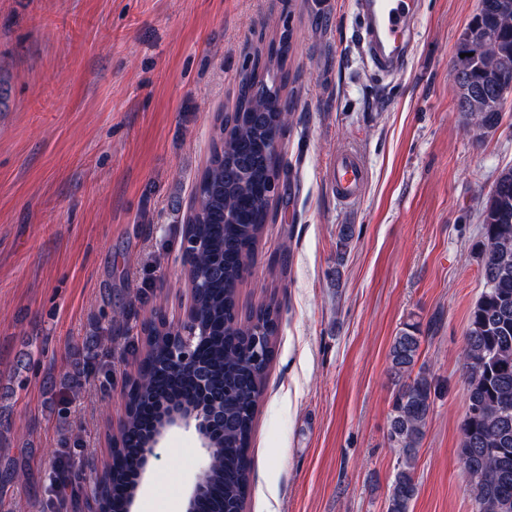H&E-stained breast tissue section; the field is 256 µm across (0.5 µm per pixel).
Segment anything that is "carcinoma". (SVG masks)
Returning <instances> with one entry per match:
<instances>
[{
	"label": "carcinoma",
	"mask_w": 512,
	"mask_h": 512,
	"mask_svg": "<svg viewBox=\"0 0 512 512\" xmlns=\"http://www.w3.org/2000/svg\"><path fill=\"white\" fill-rule=\"evenodd\" d=\"M495 36L501 59L498 78L485 75L484 57L460 38L453 67L468 69L464 86L482 85L495 92L501 79L512 84V0H480L471 19ZM292 32L256 47L243 67L234 115L216 116L210 156L183 217V233L199 243L187 258L190 281L200 285L194 296L192 321L201 333L194 361L174 370L168 364L171 343L162 316L143 325L138 352L146 375L130 392L133 402L113 438L112 458L94 488L96 512H129L138 488L142 448L163 426L160 403L189 413L208 396L224 422L212 435L213 468L197 512H243L250 485L249 449L256 411L273 358L280 304L273 300L243 319L237 304L238 283L255 261L256 243L271 222L278 199L268 190L283 166L273 144L283 137L281 112L292 107L288 97V50ZM466 57H460V54ZM487 131L496 130L503 110L485 112ZM482 210L481 274L484 288L473 306L461 358L467 379L468 410L462 425L460 458L470 482L475 512H512V167L503 169ZM265 352L253 364L254 345ZM420 328L407 324L393 337L389 357L402 379L394 393L388 440L399 449L386 512H410L418 487L414 464L433 412V377L416 368Z\"/></svg>",
	"instance_id": "1"
}]
</instances>
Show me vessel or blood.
Returning a JSON list of instances; mask_svg holds the SVG:
<instances>
[{
  "label": "vessel or blood",
  "instance_id": "b4317fda",
  "mask_svg": "<svg viewBox=\"0 0 512 512\" xmlns=\"http://www.w3.org/2000/svg\"><path fill=\"white\" fill-rule=\"evenodd\" d=\"M362 19L361 41L375 70L396 73L403 70L418 18L416 0H353ZM367 177L365 165L354 150L337 154L329 182L339 201L360 195Z\"/></svg>",
  "mask_w": 512,
  "mask_h": 512
}]
</instances>
